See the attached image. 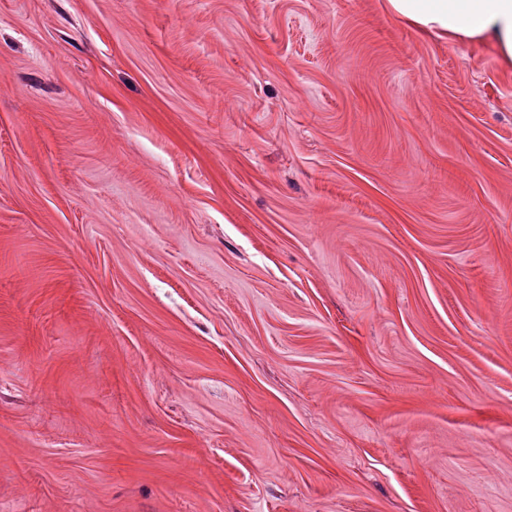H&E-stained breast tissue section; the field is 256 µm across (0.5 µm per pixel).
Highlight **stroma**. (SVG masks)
<instances>
[{
	"instance_id": "stroma-1",
	"label": "stroma",
	"mask_w": 512,
	"mask_h": 512,
	"mask_svg": "<svg viewBox=\"0 0 512 512\" xmlns=\"http://www.w3.org/2000/svg\"><path fill=\"white\" fill-rule=\"evenodd\" d=\"M0 512H512L490 46L0 0Z\"/></svg>"
}]
</instances>
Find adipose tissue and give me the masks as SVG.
Wrapping results in <instances>:
<instances>
[{
	"label": "adipose tissue",
	"mask_w": 512,
	"mask_h": 512,
	"mask_svg": "<svg viewBox=\"0 0 512 512\" xmlns=\"http://www.w3.org/2000/svg\"><path fill=\"white\" fill-rule=\"evenodd\" d=\"M390 13L423 34L492 45L512 71V0H384Z\"/></svg>",
	"instance_id": "ef3b65f1"
}]
</instances>
